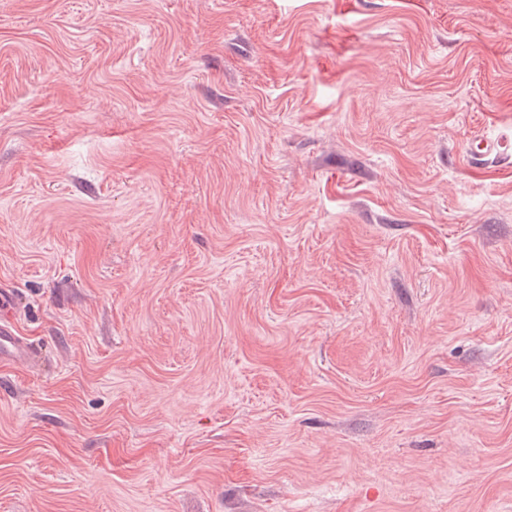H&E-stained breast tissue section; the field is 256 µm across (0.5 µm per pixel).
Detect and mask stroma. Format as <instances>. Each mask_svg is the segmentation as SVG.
Listing matches in <instances>:
<instances>
[{
  "instance_id": "stroma-1",
  "label": "stroma",
  "mask_w": 512,
  "mask_h": 512,
  "mask_svg": "<svg viewBox=\"0 0 512 512\" xmlns=\"http://www.w3.org/2000/svg\"><path fill=\"white\" fill-rule=\"evenodd\" d=\"M0 284V512H512V0H0ZM0 288V363L35 366L36 350L15 329L18 309L12 288Z\"/></svg>"
}]
</instances>
